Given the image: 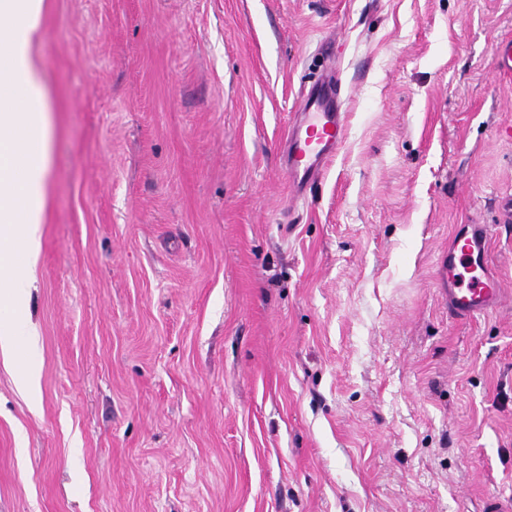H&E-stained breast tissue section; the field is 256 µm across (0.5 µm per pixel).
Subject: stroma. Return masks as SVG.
I'll return each mask as SVG.
<instances>
[{
	"instance_id": "1",
	"label": "stroma",
	"mask_w": 512,
	"mask_h": 512,
	"mask_svg": "<svg viewBox=\"0 0 512 512\" xmlns=\"http://www.w3.org/2000/svg\"><path fill=\"white\" fill-rule=\"evenodd\" d=\"M512 0H45L51 179L0 512L512 502ZM347 140L289 194L326 67ZM490 227L499 308L439 260ZM40 363L38 405L16 386Z\"/></svg>"
}]
</instances>
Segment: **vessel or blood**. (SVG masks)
<instances>
[{
	"label": "vessel or blood",
	"mask_w": 512,
	"mask_h": 512,
	"mask_svg": "<svg viewBox=\"0 0 512 512\" xmlns=\"http://www.w3.org/2000/svg\"><path fill=\"white\" fill-rule=\"evenodd\" d=\"M340 92L339 78L321 77L299 98L283 155L297 194L312 189L346 141L348 115L340 110ZM488 237V225H462L452 236L447 256L440 260L448 274V311L456 318L476 317L498 303L499 281L487 258Z\"/></svg>",
	"instance_id": "obj_1"
}]
</instances>
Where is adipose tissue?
Returning a JSON list of instances; mask_svg holds the SVG:
<instances>
[{
    "mask_svg": "<svg viewBox=\"0 0 512 512\" xmlns=\"http://www.w3.org/2000/svg\"><path fill=\"white\" fill-rule=\"evenodd\" d=\"M45 0H0V304H21L34 266L50 179L51 116L33 47Z\"/></svg>",
    "mask_w": 512,
    "mask_h": 512,
    "instance_id": "adipose-tissue-1",
    "label": "adipose tissue"
}]
</instances>
